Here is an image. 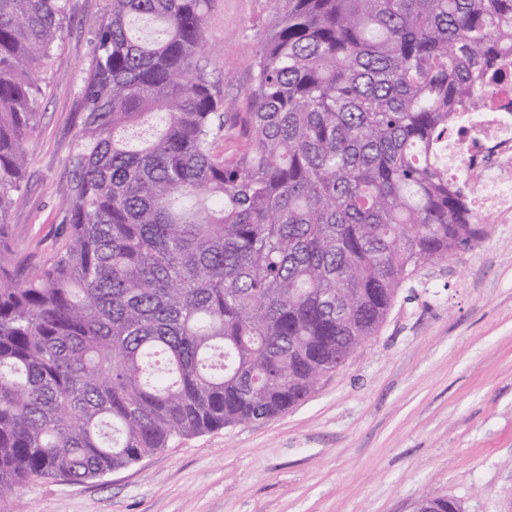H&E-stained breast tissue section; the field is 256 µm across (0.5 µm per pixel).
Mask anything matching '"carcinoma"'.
Here are the masks:
<instances>
[{
    "mask_svg": "<svg viewBox=\"0 0 512 512\" xmlns=\"http://www.w3.org/2000/svg\"><path fill=\"white\" fill-rule=\"evenodd\" d=\"M269 2L231 117L210 0H108L63 244L35 262L9 216L69 0H0V507L288 412L423 269L490 235L438 149L512 50V0Z\"/></svg>",
    "mask_w": 512,
    "mask_h": 512,
    "instance_id": "1",
    "label": "carcinoma"
}]
</instances>
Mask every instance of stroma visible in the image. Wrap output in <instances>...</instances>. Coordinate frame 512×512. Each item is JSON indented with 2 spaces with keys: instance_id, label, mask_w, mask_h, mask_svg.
Masks as SVG:
<instances>
[{
  "instance_id": "stroma-1",
  "label": "stroma",
  "mask_w": 512,
  "mask_h": 512,
  "mask_svg": "<svg viewBox=\"0 0 512 512\" xmlns=\"http://www.w3.org/2000/svg\"><path fill=\"white\" fill-rule=\"evenodd\" d=\"M27 142L28 191L11 247L60 244L59 205L76 144L80 85L107 0H70ZM268 0H212L211 59L233 75L225 110L249 109L257 25ZM462 512H512V220L404 288L377 336L287 413L180 438L100 478L16 489L7 512H413L423 492Z\"/></svg>"
}]
</instances>
